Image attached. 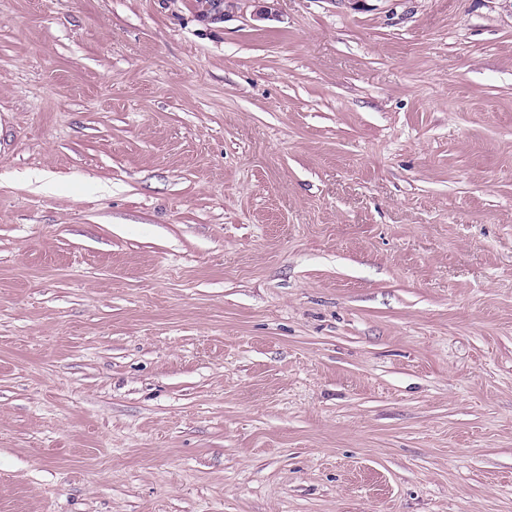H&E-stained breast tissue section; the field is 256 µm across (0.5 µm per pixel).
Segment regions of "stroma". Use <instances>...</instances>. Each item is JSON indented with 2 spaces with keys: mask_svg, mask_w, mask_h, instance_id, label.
<instances>
[{
  "mask_svg": "<svg viewBox=\"0 0 512 512\" xmlns=\"http://www.w3.org/2000/svg\"><path fill=\"white\" fill-rule=\"evenodd\" d=\"M0 0V512H512V0Z\"/></svg>",
  "mask_w": 512,
  "mask_h": 512,
  "instance_id": "1",
  "label": "stroma"
}]
</instances>
